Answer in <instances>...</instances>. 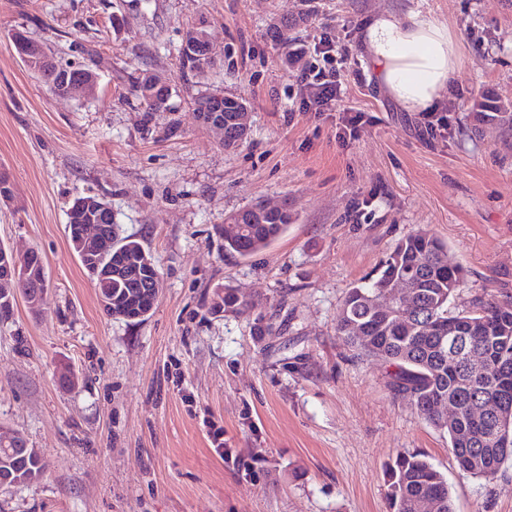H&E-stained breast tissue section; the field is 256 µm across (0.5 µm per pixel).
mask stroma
Masks as SVG:
<instances>
[{"instance_id":"obj_1","label":"stroma","mask_w":512,"mask_h":512,"mask_svg":"<svg viewBox=\"0 0 512 512\" xmlns=\"http://www.w3.org/2000/svg\"><path fill=\"white\" fill-rule=\"evenodd\" d=\"M383 9L421 11L461 44L437 110L445 137L424 136L361 56V20ZM198 24L223 58L199 83L177 58ZM282 24L284 45L267 36ZM18 30L95 72L97 96H54L18 56ZM324 33L349 50L340 112L365 115L343 145L337 114L293 109L289 47ZM146 71L173 111L131 94ZM209 93L248 106L235 150L195 110ZM488 98L512 101V0H0V243L38 251L49 275L41 308L19 299L0 318V428L46 461L37 482L0 492V512H390L384 465L404 450L446 477L455 512H512V466L464 475L388 364L336 334L348 288L421 229L466 271L453 307L512 294V147L495 128L460 132ZM86 194L156 261L162 293L143 323L103 312L71 248L67 209ZM283 201L287 232L246 259L225 252L230 214ZM227 286L238 304L216 307Z\"/></svg>"}]
</instances>
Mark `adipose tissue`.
Listing matches in <instances>:
<instances>
[{
    "instance_id": "adipose-tissue-1",
    "label": "adipose tissue",
    "mask_w": 512,
    "mask_h": 512,
    "mask_svg": "<svg viewBox=\"0 0 512 512\" xmlns=\"http://www.w3.org/2000/svg\"><path fill=\"white\" fill-rule=\"evenodd\" d=\"M360 49L379 89L406 112L432 111L460 66L459 42L448 26L413 10L366 16Z\"/></svg>"
}]
</instances>
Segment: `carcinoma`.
<instances>
[{"label":"carcinoma","mask_w":512,"mask_h":512,"mask_svg":"<svg viewBox=\"0 0 512 512\" xmlns=\"http://www.w3.org/2000/svg\"><path fill=\"white\" fill-rule=\"evenodd\" d=\"M180 70L204 79L217 64V55L204 44L186 52L178 50ZM53 89L57 85L49 62L29 66ZM132 91L148 112L172 110L170 90L145 72L132 83ZM248 111L239 98L224 99L226 150L246 139L242 126ZM466 130L478 134L490 125L512 135V112L501 111V102L475 104L467 116ZM227 217L224 222V251L248 258L268 247L293 223L286 211L257 204ZM112 266V277L90 273L97 290L113 292L117 306L112 317L132 322V317L150 309L148 288L156 266L152 255L130 237L115 236L112 255L99 267ZM465 282L463 267L448 257V247L438 237L419 231L396 244L382 262L376 276L351 286L338 308L336 333L348 345L395 368L391 387L411 400L422 420L448 434V444L460 471L490 481L512 462V428L495 424L472 427V413L484 404L496 405L500 414L512 416V299L499 302L476 295L470 304L452 311L449 304ZM401 283L411 284L399 301L378 308L375 302ZM465 337L467 347L479 354L476 361L459 367L448 365V331ZM458 400L452 419L443 422L441 403ZM22 485L33 483L45 470L38 448H20L5 463ZM390 512H416L421 501H430L435 512H454L447 479L419 452H399L385 467Z\"/></svg>","instance_id":"1"}]
</instances>
